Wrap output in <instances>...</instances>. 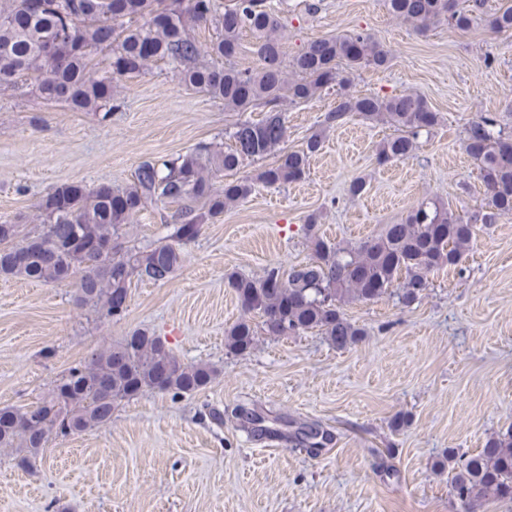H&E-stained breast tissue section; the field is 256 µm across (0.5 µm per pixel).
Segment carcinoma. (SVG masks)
Wrapping results in <instances>:
<instances>
[{"label": "carcinoma", "mask_w": 512, "mask_h": 512, "mask_svg": "<svg viewBox=\"0 0 512 512\" xmlns=\"http://www.w3.org/2000/svg\"><path fill=\"white\" fill-rule=\"evenodd\" d=\"M389 13L423 33L446 22L468 30L488 15L494 31L512 30V3L486 13L487 0H385ZM208 25L215 38L201 44L192 30ZM278 15L265 0H43L34 14L29 0H0V87L30 82L31 93L45 105L64 103L75 112L119 110L117 83L144 74L165 60L188 87L221 101L226 112L263 109L260 119L238 121L229 132L231 145L201 142L191 151L162 163L145 161L133 186L86 187L64 183L51 188L38 204L40 227L20 232L18 220L0 221V276L44 283L74 281V302L106 317H120V298L129 297L131 278L167 281L181 262L182 249L195 241L204 224L224 207L246 199L252 181L232 178L246 161L272 153L257 180L266 185L297 181L321 140L313 135L298 150H284L287 100L312 99L337 85L336 106L324 115L328 127L352 114L365 121L384 119L396 133L378 150L382 161L407 160L417 138L439 121L419 94L361 95L350 91L351 76L362 67L386 68L390 55L366 32L311 40L293 57V77L283 66ZM251 33L259 64L239 69L231 60L241 37ZM477 164L486 193L485 211L469 217L455 213L438 198H428L387 224L371 239L340 246L320 238L317 217L307 225L313 257L286 271L270 266L259 278L230 275L228 287L243 315L224 331V346L236 356L250 353L258 329L269 336L316 330L344 349L362 335L343 310L349 301L371 302L398 290L399 303L413 305L428 287L431 273L459 264L475 235L476 224H493L512 214V130L482 117L473 121L464 141ZM228 176L224 185L212 179ZM175 203L178 216L167 240L149 250L124 245L128 224L155 202ZM218 369L186 364L166 341L134 331L109 348L94 352L70 368L42 400L32 406L0 408V448L15 452L19 463L50 441L104 427L120 404L144 391L175 397L198 393L213 382ZM231 415L255 436L265 419L245 403ZM319 430L310 427L289 442L318 448ZM451 492L465 508L478 512L488 500L512 503V431L489 437L477 453L462 456L454 468Z\"/></svg>", "instance_id": "cac0c4a2"}]
</instances>
